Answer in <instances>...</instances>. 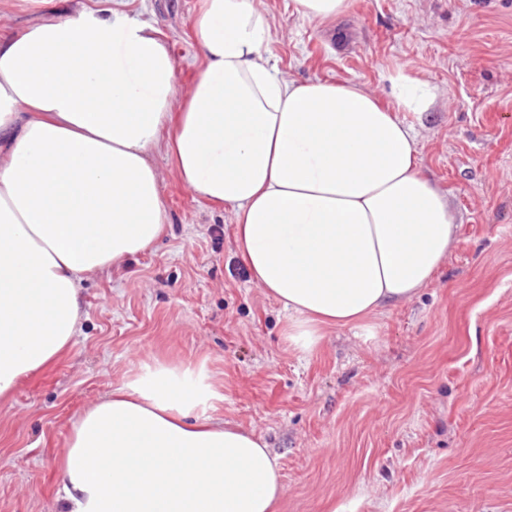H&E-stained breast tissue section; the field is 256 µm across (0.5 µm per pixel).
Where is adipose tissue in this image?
Masks as SVG:
<instances>
[{"label":"adipose tissue","mask_w":512,"mask_h":512,"mask_svg":"<svg viewBox=\"0 0 512 512\" xmlns=\"http://www.w3.org/2000/svg\"><path fill=\"white\" fill-rule=\"evenodd\" d=\"M192 33L204 66L183 96L144 21L91 9L0 38V401L72 345L82 277L166 234L157 146L234 209L240 256L303 353L416 297L455 245L401 118L431 109L428 84L396 69L385 107L356 84L284 79L257 0H200ZM223 402L206 362L139 363L72 419L63 512H279L275 456L218 418Z\"/></svg>","instance_id":"adipose-tissue-1"}]
</instances>
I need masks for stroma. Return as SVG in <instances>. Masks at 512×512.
I'll return each instance as SVG.
<instances>
[{"instance_id":"obj_1","label":"stroma","mask_w":512,"mask_h":512,"mask_svg":"<svg viewBox=\"0 0 512 512\" xmlns=\"http://www.w3.org/2000/svg\"><path fill=\"white\" fill-rule=\"evenodd\" d=\"M199 2L0 0V33L113 9L160 31L184 92L204 66ZM260 3L285 78L358 84L386 104L401 67L435 90L431 111L402 118L457 213L455 247L417 297L301 354L239 256L233 209L199 199L157 146L168 232L83 277L73 345L0 402V512H57L71 420L152 356L207 361L219 417L277 458L280 512H512V0H354L327 23Z\"/></svg>"}]
</instances>
